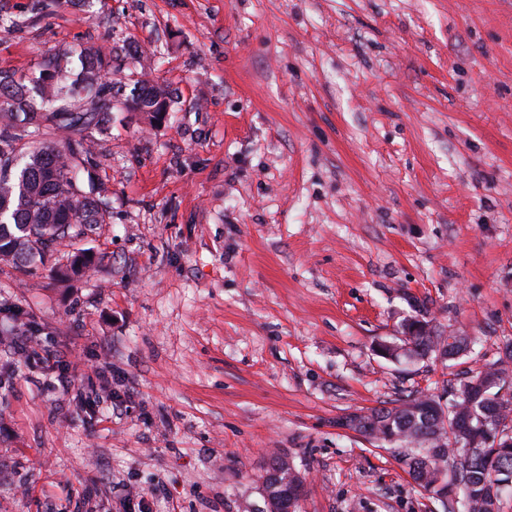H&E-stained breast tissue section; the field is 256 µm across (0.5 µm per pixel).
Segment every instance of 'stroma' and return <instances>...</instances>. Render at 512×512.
I'll return each mask as SVG.
<instances>
[{"label":"stroma","instance_id":"stroma-1","mask_svg":"<svg viewBox=\"0 0 512 512\" xmlns=\"http://www.w3.org/2000/svg\"><path fill=\"white\" fill-rule=\"evenodd\" d=\"M105 40L176 111L96 140L109 223L0 262V512H266L276 455L297 512H444L336 420L512 340V0H95L0 67ZM415 319L470 352L382 357ZM271 468H277L281 470L282 475L280 476L281 484L278 485L276 483H270L268 486L269 494L271 496L279 497L283 495V499L288 502V497L295 490L304 489V481L303 478L299 475V473L288 463V460L281 456H275L272 459L270 464L269 471L267 475L270 473ZM266 475V476H267ZM288 476V485L284 487L282 483L286 477Z\"/></svg>","mask_w":512,"mask_h":512}]
</instances>
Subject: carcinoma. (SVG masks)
<instances>
[{
  "mask_svg": "<svg viewBox=\"0 0 512 512\" xmlns=\"http://www.w3.org/2000/svg\"><path fill=\"white\" fill-rule=\"evenodd\" d=\"M58 0H31L25 21L0 18L15 33L39 21ZM116 45L62 49L22 76L0 69V259L27 268L43 264L57 243L76 239L109 219L104 189L84 186L81 173L97 166L90 143L107 133L114 112H150L161 120L173 111L174 93L153 80L112 77ZM407 338L388 345L396 355L453 359L470 337L433 335L414 325ZM379 447L388 446L413 481L445 512H502L512 488V445H495L497 432H512V340L498 360L480 368L445 402L422 393L394 407L349 413L336 421ZM281 470L273 497L304 489L303 478L275 456Z\"/></svg>",
  "mask_w": 512,
  "mask_h": 512,
  "instance_id": "cac0c4a2",
  "label": "carcinoma"
}]
</instances>
